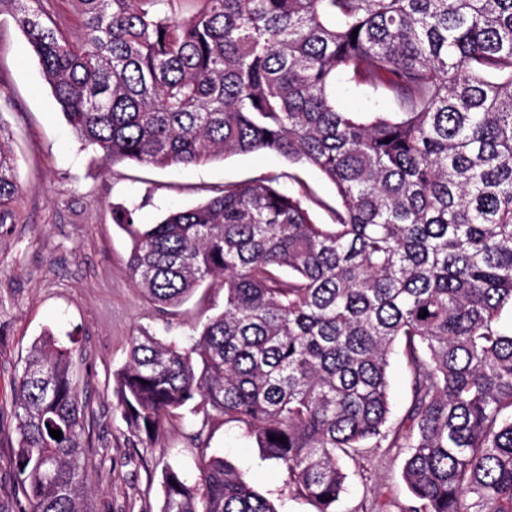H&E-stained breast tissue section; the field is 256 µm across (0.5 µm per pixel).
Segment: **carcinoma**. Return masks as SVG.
Masks as SVG:
<instances>
[{
	"mask_svg": "<svg viewBox=\"0 0 512 512\" xmlns=\"http://www.w3.org/2000/svg\"><path fill=\"white\" fill-rule=\"evenodd\" d=\"M17 1L94 163H289L155 224L124 214L128 278L154 305L224 289L197 337H132L113 389L130 432L149 439L186 408L204 427L219 416L315 512H338L347 462L405 448L400 512H512V0H197L187 18L173 0H73L75 33L49 0L0 3ZM338 79L394 111H340ZM303 166L335 204L281 187ZM15 170L0 122V224L13 223ZM13 410L19 512H94L71 348L35 346ZM197 471L164 469L160 512H278L231 462ZM390 390L392 411L395 418L400 419L409 405V380L406 368L399 356L392 360L390 371Z\"/></svg>",
	"mask_w": 512,
	"mask_h": 512,
	"instance_id": "1",
	"label": "carcinoma"
}]
</instances>
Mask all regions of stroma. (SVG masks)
Wrapping results in <instances>:
<instances>
[{"instance_id": "1", "label": "stroma", "mask_w": 512, "mask_h": 512, "mask_svg": "<svg viewBox=\"0 0 512 512\" xmlns=\"http://www.w3.org/2000/svg\"><path fill=\"white\" fill-rule=\"evenodd\" d=\"M348 112H389L392 104L371 88L336 84ZM0 121L16 159L19 192L15 221L0 225V512H17L14 480V387L31 347L44 332L72 347L79 391L90 420L88 487L96 512H159L165 467L196 475L202 457L231 463L280 512H315L294 495L288 475L242 430L196 416L168 419L148 440L133 437L113 408V377L127 359L138 328L184 339L224 308V291L199 288L181 307L159 311L128 280L131 242L120 224L130 209L138 224L167 211L197 205L224 186L286 171L274 153L237 155L188 168L134 163L108 168L69 130L22 31L0 9ZM402 448H374L349 465L340 512H355L363 498L377 512H397L409 492L401 477Z\"/></svg>"}]
</instances>
